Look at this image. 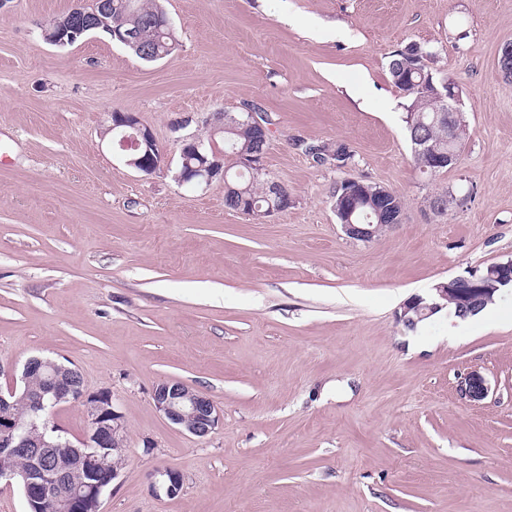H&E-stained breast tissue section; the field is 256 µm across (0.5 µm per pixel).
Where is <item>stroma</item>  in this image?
Here are the masks:
<instances>
[{"instance_id": "obj_1", "label": "stroma", "mask_w": 512, "mask_h": 512, "mask_svg": "<svg viewBox=\"0 0 512 512\" xmlns=\"http://www.w3.org/2000/svg\"><path fill=\"white\" fill-rule=\"evenodd\" d=\"M178 39L147 63L95 36L40 28L73 0H12L0 17V386L34 355L112 392L126 465L102 512H512V295L408 329L403 304L512 259V0H160ZM417 44L453 79L468 135L455 168H416L387 65ZM256 106L264 169L294 200L264 220L224 185L127 166L106 136L136 113L170 160L174 123ZM348 143L351 168L301 142ZM402 196L363 242L329 203L342 179ZM454 190L465 204L432 212ZM479 372L488 397L459 384ZM179 381L220 420L204 438L160 415ZM181 476L175 495L159 471Z\"/></svg>"}]
</instances>
